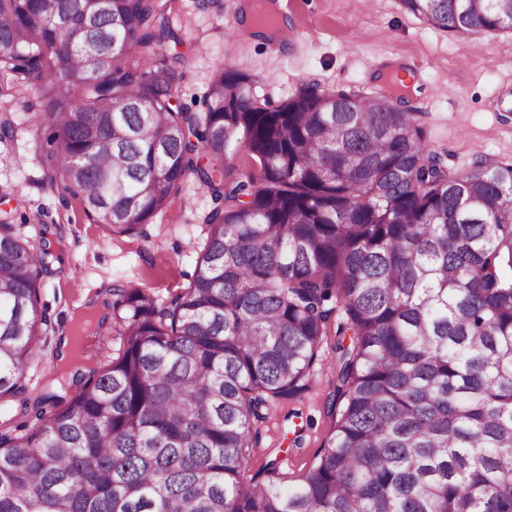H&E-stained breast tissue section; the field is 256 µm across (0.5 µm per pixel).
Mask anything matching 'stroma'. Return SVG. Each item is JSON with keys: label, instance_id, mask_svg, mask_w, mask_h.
Segmentation results:
<instances>
[{"label": "stroma", "instance_id": "1", "mask_svg": "<svg viewBox=\"0 0 512 512\" xmlns=\"http://www.w3.org/2000/svg\"><path fill=\"white\" fill-rule=\"evenodd\" d=\"M179 37L178 52L189 59L174 99L192 111L205 109L204 95L217 66L233 65L257 82L260 92L280 101L301 88H356L373 92L383 59L407 58L419 81L404 105L419 115L428 142L450 173L471 170L488 159L512 162V121H502L500 101L512 93V31L453 34L426 27L404 11L400 0H286L291 38L279 47L260 38L228 40L240 24L243 0H161ZM40 105L35 81L0 73V113H10L11 141L0 142V221L59 225L62 260L44 275L40 308L48 335L39 361L26 377V396L51 384L70 399L78 388L58 381L57 340L91 302L108 303L112 288L149 289L156 298L187 287L200 235L201 216L213 206L209 194L187 183L166 214L130 235L113 236L87 218L77 197H59L45 179L40 155L44 132L29 118ZM113 323L84 333L82 372L111 359L117 345ZM336 338H324L312 377L299 397L275 402L261 428L253 467L277 460L280 471L299 474L312 466L330 435L328 403L336 363Z\"/></svg>", "mask_w": 512, "mask_h": 512}]
</instances>
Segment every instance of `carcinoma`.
Listing matches in <instances>:
<instances>
[{
	"label": "carcinoma",
	"mask_w": 512,
	"mask_h": 512,
	"mask_svg": "<svg viewBox=\"0 0 512 512\" xmlns=\"http://www.w3.org/2000/svg\"><path fill=\"white\" fill-rule=\"evenodd\" d=\"M156 2L0 0V72L37 82L52 188L113 235L192 180L215 203L190 284L112 287L117 357L0 432V512H512V163L448 174L389 90L275 102L227 65L206 111L176 107L186 57ZM400 3L512 29V0ZM46 231L0 223V399L46 338ZM338 308L333 428L286 486L252 469L260 427Z\"/></svg>",
	"instance_id": "cac0c4a2"
}]
</instances>
